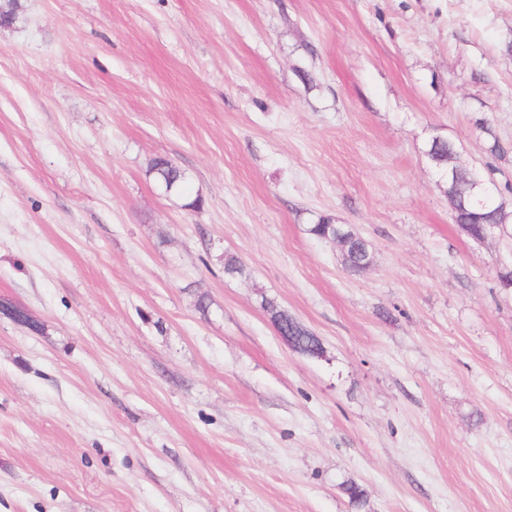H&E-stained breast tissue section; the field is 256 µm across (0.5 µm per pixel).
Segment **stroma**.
<instances>
[{"instance_id": "1", "label": "stroma", "mask_w": 512, "mask_h": 512, "mask_svg": "<svg viewBox=\"0 0 512 512\" xmlns=\"http://www.w3.org/2000/svg\"><path fill=\"white\" fill-rule=\"evenodd\" d=\"M494 135L512 0H19L0 301L35 325L0 315V512H512V242L461 230L426 155L512 185ZM147 174L165 193H181L187 176L172 160L157 157L151 160ZM307 231L310 235L322 239H332L339 233L348 243L347 252L344 255L346 269L354 274L366 271L373 264L372 252L368 243L360 236L340 224H336L330 217H319L313 224H309Z\"/></svg>"}]
</instances>
